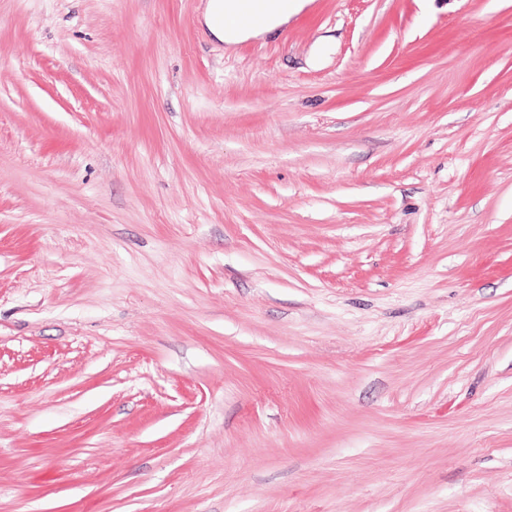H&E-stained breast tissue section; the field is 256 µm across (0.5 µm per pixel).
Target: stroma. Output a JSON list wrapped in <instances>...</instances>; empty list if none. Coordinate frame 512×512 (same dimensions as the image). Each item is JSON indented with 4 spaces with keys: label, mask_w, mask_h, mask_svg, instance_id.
<instances>
[{
    "label": "stroma",
    "mask_w": 512,
    "mask_h": 512,
    "mask_svg": "<svg viewBox=\"0 0 512 512\" xmlns=\"http://www.w3.org/2000/svg\"><path fill=\"white\" fill-rule=\"evenodd\" d=\"M0 0V512H512V0ZM207 0L203 13V23L210 33L223 41L227 48L248 40L261 37L285 24L296 13L300 12L308 0H265L262 7L265 11V22L263 14L257 7L256 0ZM242 22V23H241ZM245 23V24H243ZM260 24V25H251Z\"/></svg>",
    "instance_id": "stroma-1"
}]
</instances>
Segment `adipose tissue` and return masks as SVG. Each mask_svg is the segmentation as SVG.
<instances>
[{"instance_id": "obj_1", "label": "adipose tissue", "mask_w": 512, "mask_h": 512, "mask_svg": "<svg viewBox=\"0 0 512 512\" xmlns=\"http://www.w3.org/2000/svg\"><path fill=\"white\" fill-rule=\"evenodd\" d=\"M306 0H265V21L259 25L244 24L237 20V0H207L203 23L210 33L227 47L251 38L261 37L285 24L300 12Z\"/></svg>"}]
</instances>
